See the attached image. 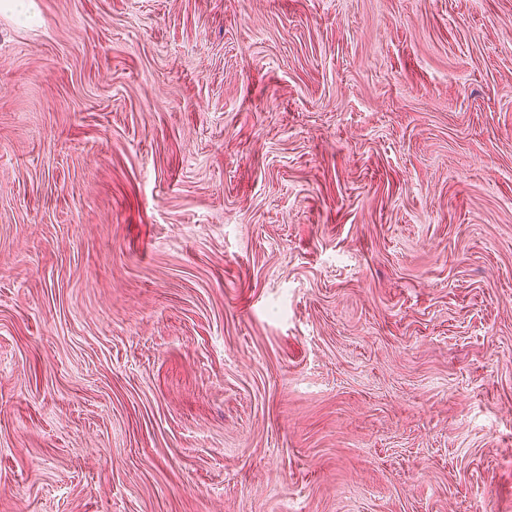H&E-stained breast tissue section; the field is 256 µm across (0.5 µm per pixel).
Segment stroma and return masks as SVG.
<instances>
[{"mask_svg":"<svg viewBox=\"0 0 512 512\" xmlns=\"http://www.w3.org/2000/svg\"><path fill=\"white\" fill-rule=\"evenodd\" d=\"M0 0V512H512V0Z\"/></svg>","mask_w":512,"mask_h":512,"instance_id":"35a3bbf8","label":"stroma"}]
</instances>
